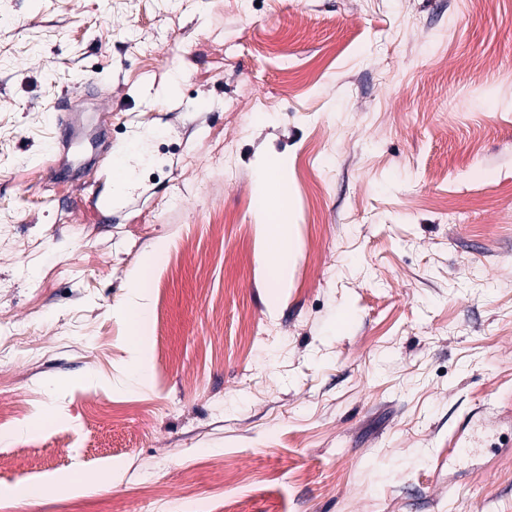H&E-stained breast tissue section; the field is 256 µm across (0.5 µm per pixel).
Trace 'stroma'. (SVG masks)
Returning a JSON list of instances; mask_svg holds the SVG:
<instances>
[{
	"mask_svg": "<svg viewBox=\"0 0 512 512\" xmlns=\"http://www.w3.org/2000/svg\"><path fill=\"white\" fill-rule=\"evenodd\" d=\"M510 71L512 0H0V512H512ZM80 99L75 101H63L56 106V111L61 112L57 116L58 136L52 145V152L61 157V165L55 168V164L51 165V171H55L57 175L62 174L66 158L72 155V148L80 139L83 133L80 127V115H77L81 110L77 109V103ZM63 112V113H62ZM141 142L132 140L123 149L122 155L115 159L112 169L113 183L117 189L122 188L130 177V162L141 153ZM279 177L268 172L261 180L259 208L267 218L265 226L270 230L269 255L270 262L281 263L280 271L286 268L288 256L294 251V241L290 234L288 224H283V213L285 210V197L282 192ZM155 264V255L145 257L139 275L131 282L124 317L131 329L128 340L130 358L127 365L128 376L137 383H146L145 365L141 358L140 340L150 317V303L143 288L147 273Z\"/></svg>",
	"mask_w": 512,
	"mask_h": 512,
	"instance_id": "1",
	"label": "stroma"
}]
</instances>
